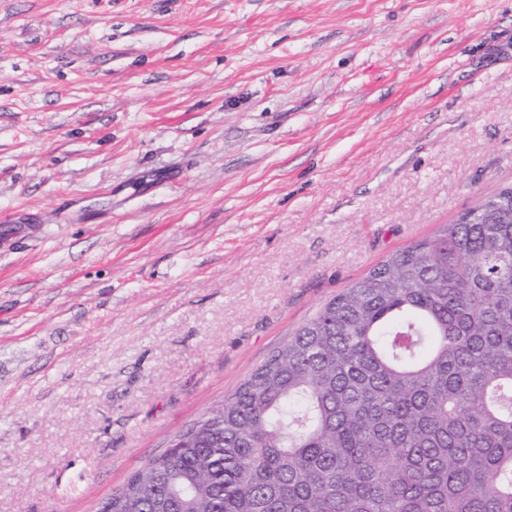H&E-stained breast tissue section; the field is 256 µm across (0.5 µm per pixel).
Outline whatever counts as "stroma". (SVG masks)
Returning a JSON list of instances; mask_svg holds the SVG:
<instances>
[{
    "mask_svg": "<svg viewBox=\"0 0 512 512\" xmlns=\"http://www.w3.org/2000/svg\"><path fill=\"white\" fill-rule=\"evenodd\" d=\"M511 182L512 0H0V512H97Z\"/></svg>",
    "mask_w": 512,
    "mask_h": 512,
    "instance_id": "stroma-1",
    "label": "stroma"
}]
</instances>
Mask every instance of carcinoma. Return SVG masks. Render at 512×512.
Masks as SVG:
<instances>
[{
  "mask_svg": "<svg viewBox=\"0 0 512 512\" xmlns=\"http://www.w3.org/2000/svg\"><path fill=\"white\" fill-rule=\"evenodd\" d=\"M97 512H512V184L336 295Z\"/></svg>",
  "mask_w": 512,
  "mask_h": 512,
  "instance_id": "cac0c4a2",
  "label": "carcinoma"
}]
</instances>
